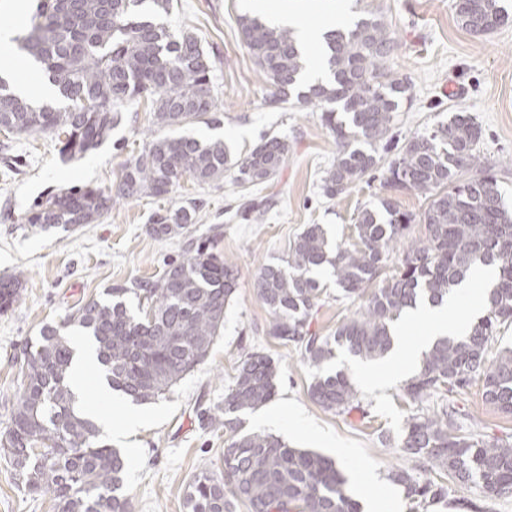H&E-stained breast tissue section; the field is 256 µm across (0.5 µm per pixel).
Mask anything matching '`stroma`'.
Instances as JSON below:
<instances>
[{
    "label": "stroma",
    "instance_id": "1",
    "mask_svg": "<svg viewBox=\"0 0 512 512\" xmlns=\"http://www.w3.org/2000/svg\"><path fill=\"white\" fill-rule=\"evenodd\" d=\"M288 8L298 27L314 29L331 17L359 16L373 11L384 16L398 40L391 70L411 85V104L396 117L393 134L404 139L424 127L447 121L456 108L471 112L483 130L479 145L492 166L507 203H512V23L494 33L477 35L456 22L453 0H271ZM246 0H173L166 22L177 33H193L213 66L218 99V125L194 122L183 134L198 139H223L237 157L246 156L262 136L287 141L288 162L264 185L277 205L263 220H243L236 211L238 189L233 173L216 183L198 184L183 178L167 197L120 201L97 223L70 232H39L21 218L37 200L62 187L110 186L151 126L146 105L129 107L106 142L86 157L63 161L48 135L18 137L0 132V278L24 271L25 283L13 308L0 314V431L10 422L21 375L17 354L27 338L46 323H61L72 308L98 297L109 287L136 278H150L181 248L185 236L158 239L146 227L159 209L203 200L187 236L212 239L215 253L232 260L238 288L224 313V326L200 365L158 400L145 404L158 412L137 435L122 437L119 399L112 410L116 431L113 447L125 455V486L132 512H185L184 492L201 470L224 468V432L202 422L199 412L224 399L240 355L258 351L277 370L276 393L261 411L245 416L247 429L280 437L290 445L331 457L345 477L372 468L381 480L382 495L392 471L419 473L415 459L390 454L383 435H399L410 406L401 397L403 379L379 375L378 384L359 386L364 412L339 415L308 394L311 370L298 349L266 333L270 319L258 300L254 280L262 264L288 252L305 225L320 224L339 242H352L360 209L376 205L379 180L363 181L328 199L320 190L324 168L336 155L333 135L318 111L291 105L270 106L267 83L245 46L237 18ZM448 405L458 412L463 432L486 442H512V417L486 405L479 382L450 393ZM276 422H261L264 413ZM475 503L478 512H512V495L483 497L473 487L449 483L446 501L427 512H458L459 499ZM0 512H54L46 495L26 491L8 459L0 456Z\"/></svg>",
    "mask_w": 512,
    "mask_h": 512
}]
</instances>
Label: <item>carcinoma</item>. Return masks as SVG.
Here are the masks:
<instances>
[{
    "label": "carcinoma",
    "instance_id": "1",
    "mask_svg": "<svg viewBox=\"0 0 512 512\" xmlns=\"http://www.w3.org/2000/svg\"><path fill=\"white\" fill-rule=\"evenodd\" d=\"M459 25L486 34L512 21L501 0H454ZM172 0H38L21 40L65 106L36 103L0 76V130L21 137L51 134L59 154L82 158L97 150L119 125L121 112L145 101L154 129L122 167L115 187L71 186L37 201L22 223L47 232L74 231L93 224L119 200L165 196L184 177L210 183L234 167L236 183L257 187L288 162V143L261 139L235 158L222 139L199 140L175 131L193 121L219 123L211 79L212 63L197 37L175 35L162 21ZM238 27L265 76L268 104L290 103L320 110L336 141V158L321 189L334 199L375 172L385 194L358 213V242L332 241L324 226L307 224L285 257L262 265L255 277L257 298L270 313L267 335L299 348L314 369L310 397L338 414L364 412L358 390L330 362L344 351L363 360L385 357L395 323L421 301L439 305L479 268L494 272L485 314L465 336L438 339L422 356L402 397L417 407L398 439L385 446L416 458L428 473L441 472L461 485H476L488 498L512 494V443H487L460 433L448 405L424 408L442 391L481 382L484 401L512 416V348L492 354L501 327L512 325V208L505 202L488 162L478 151L482 129L459 109L434 128L402 144L392 127L410 85L388 68L397 41L374 13L339 21L323 36L327 81L300 88L306 68L293 29L243 14ZM413 192L427 200L415 217L400 209L397 196ZM269 199L242 195L238 210L261 216ZM200 205L168 208L153 215L149 233L157 239L180 235ZM424 236L403 250L396 243L410 224ZM331 272L338 293L359 302L330 336L311 329L327 289L319 276ZM24 271L0 279V312L19 300ZM238 288L235 264L189 239L182 253L164 262L155 278L104 289L70 313L59 326L42 327L26 341L19 359L22 381L11 421L0 434L21 485L50 495L57 512H132L121 452L101 438L78 408L69 383L73 332L92 338L96 357L112 390L135 403L165 394L207 356L224 326V312ZM137 301V306L130 305ZM224 391V416L208 424L224 428V474L203 470L188 484L186 512H360L346 479L331 459L291 448L282 439L243 427L242 416L275 395L276 367L267 356L248 352L234 367ZM392 481L420 505L448 497V486L423 483L406 470Z\"/></svg>",
    "mask_w": 512,
    "mask_h": 512
}]
</instances>
